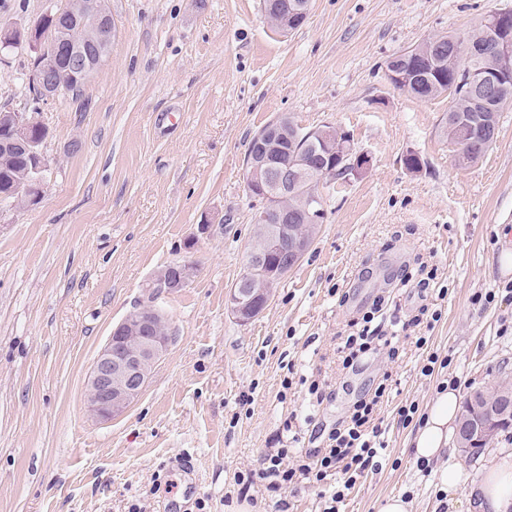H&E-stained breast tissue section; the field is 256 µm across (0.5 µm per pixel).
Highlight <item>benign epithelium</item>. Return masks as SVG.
Segmentation results:
<instances>
[{
	"label": "benign epithelium",
	"instance_id": "1",
	"mask_svg": "<svg viewBox=\"0 0 512 512\" xmlns=\"http://www.w3.org/2000/svg\"><path fill=\"white\" fill-rule=\"evenodd\" d=\"M53 24L47 25L38 19L26 29L25 40L39 61L38 67L28 75L34 92L48 101L66 91L69 85L87 84L104 64L112 44L114 24L112 13L105 0H67V7L47 11ZM68 18L78 27L91 23L88 39L95 53L87 51L85 44L71 42L69 30L59 23ZM480 25L501 35L496 40L495 53L498 64L492 70L474 74L466 72L463 63L473 54L480 53L484 46L479 42H465L455 53V71L467 73L474 92L482 97L495 96L508 85L512 76V15L493 12L484 17ZM70 43L68 48L69 81L62 84L52 77L61 45ZM11 123L21 135L36 125L30 112H12ZM31 154L37 157L34 172L38 173L32 182L16 188L19 193H37L42 198L44 184L40 173L47 169L43 152L37 143H30ZM348 171L358 175L367 170L370 158L363 152H344ZM304 170L295 169L278 159L269 156L251 161L248 164L247 188L250 195H260L265 200L283 202L288 200L293 189L303 180ZM303 214L310 224L322 223L324 215L323 197L320 191L310 193L304 199ZM278 224L273 231L262 236L261 243L254 245L250 255V265L256 267L274 266L283 274L296 266L310 249V240L302 235L296 225L287 223L288 208L278 210ZM176 271L171 285L180 290L188 286L194 274V267L188 262H176L171 266ZM267 288H233L229 295L231 310L240 319L248 320L260 313L261 308L248 309L247 305L259 299H267ZM162 320L161 312L153 302L147 300L139 308L127 315L112 331L107 342L97 355L87 382V409L91 415L108 420L122 412L138 397L144 388L150 370L167 349L168 337L157 331ZM512 421V397L507 395L500 403L489 402L479 395H473L466 406V413L458 430L459 451L465 457L477 455V448L484 440L492 438L498 426Z\"/></svg>",
	"mask_w": 512,
	"mask_h": 512
}]
</instances>
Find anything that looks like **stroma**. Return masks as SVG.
I'll use <instances>...</instances> for the list:
<instances>
[{
  "mask_svg": "<svg viewBox=\"0 0 512 512\" xmlns=\"http://www.w3.org/2000/svg\"><path fill=\"white\" fill-rule=\"evenodd\" d=\"M65 0H0V26L23 28ZM115 32L80 101L42 105L49 171L41 202L0 207V512H273L264 487L238 498L234 476L280 448L299 456L373 392L387 444L340 512H379L401 494L412 512H470L483 457L454 455L467 478L441 489L421 472L399 406L426 409L442 383L460 395L512 378V107L476 164L459 167L444 125L448 101L396 89L386 62L435 35L463 33L512 0H312L296 31L267 21L262 0H109ZM31 61L0 58V109L23 110ZM288 115L350 135L369 168L324 187L325 218L268 305L239 321L229 294L247 265L257 206L246 190L253 135ZM422 166L410 171L407 155ZM194 277L155 304L170 342L119 416L86 411L87 379L113 328L164 265ZM436 269L445 297L434 329L401 332L343 369L352 319L382 301L401 319L423 300L397 275ZM491 294L492 302H478ZM429 336L427 348L415 340ZM447 368L421 375L428 353ZM292 379L283 389V379ZM334 396L316 403L304 379ZM250 403H242V395ZM291 430H284L285 420ZM170 488L153 490L155 478Z\"/></svg>",
  "mask_w": 512,
  "mask_h": 512,
  "instance_id": "stroma-1",
  "label": "stroma"
}]
</instances>
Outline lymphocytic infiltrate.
Here are the masks:
<instances>
[{
	"label": "lymphocytic infiltrate",
	"mask_w": 512,
	"mask_h": 512,
	"mask_svg": "<svg viewBox=\"0 0 512 512\" xmlns=\"http://www.w3.org/2000/svg\"><path fill=\"white\" fill-rule=\"evenodd\" d=\"M363 326L358 335L347 337L342 348V365L354 367L369 352L380 346L391 345L397 335L389 328L382 315L381 305H374L370 314L362 318ZM388 388L379 384L371 397L360 399L350 416L330 429L321 447L306 452L304 458L289 463L287 449L269 452L260 459L258 468L238 472L236 483L241 492H248L257 484L267 491L276 492L282 488L310 482L318 484L330 475L342 474L343 480L329 498L324 512H339L347 492L356 483L357 477L365 470L377 468L378 448L375 439L381 434L376 422V412Z\"/></svg>",
	"instance_id": "f902f5d3"
}]
</instances>
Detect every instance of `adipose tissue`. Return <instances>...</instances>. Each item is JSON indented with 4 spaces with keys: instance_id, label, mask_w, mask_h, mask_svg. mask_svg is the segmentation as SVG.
Segmentation results:
<instances>
[{
    "instance_id": "ef3b65f1",
    "label": "adipose tissue",
    "mask_w": 512,
    "mask_h": 512,
    "mask_svg": "<svg viewBox=\"0 0 512 512\" xmlns=\"http://www.w3.org/2000/svg\"><path fill=\"white\" fill-rule=\"evenodd\" d=\"M460 395L448 386L431 400L427 413L410 442L415 459L440 467L444 491H452L461 482L459 465L448 464L446 457L457 433ZM472 512H512V453L497 454L482 476L470 488Z\"/></svg>"
}]
</instances>
